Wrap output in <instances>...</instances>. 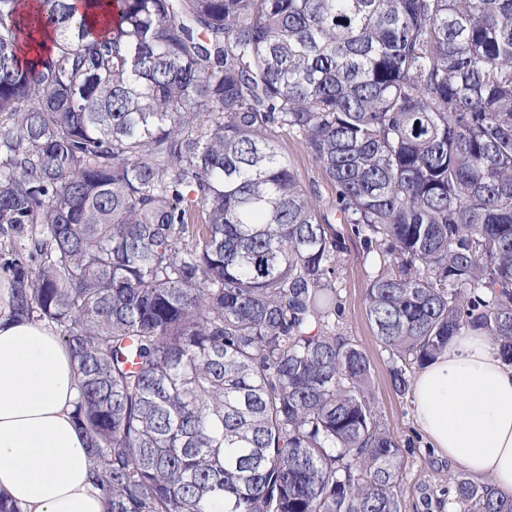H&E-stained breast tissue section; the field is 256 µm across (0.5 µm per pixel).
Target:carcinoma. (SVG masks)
Returning a JSON list of instances; mask_svg holds the SVG:
<instances>
[{"mask_svg":"<svg viewBox=\"0 0 512 512\" xmlns=\"http://www.w3.org/2000/svg\"><path fill=\"white\" fill-rule=\"evenodd\" d=\"M86 9L0 0V234L7 318L76 362L105 512H401L336 225L396 393L465 327L512 364V0ZM448 499L512 512L464 474ZM277 147L302 184L307 188L316 189L321 208L328 206L335 198V188L325 178L321 168L311 158L305 147L285 132L279 134Z\"/></svg>","mask_w":512,"mask_h":512,"instance_id":"cac0c4a2","label":"carcinoma"}]
</instances>
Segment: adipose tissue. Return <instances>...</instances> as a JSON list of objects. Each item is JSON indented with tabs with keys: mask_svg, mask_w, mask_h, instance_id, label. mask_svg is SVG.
Listing matches in <instances>:
<instances>
[{
	"mask_svg": "<svg viewBox=\"0 0 512 512\" xmlns=\"http://www.w3.org/2000/svg\"><path fill=\"white\" fill-rule=\"evenodd\" d=\"M74 359L44 322L0 318V491L23 512H105L72 418ZM416 421L440 455L512 495V366L464 329L413 382Z\"/></svg>",
	"mask_w": 512,
	"mask_h": 512,
	"instance_id": "obj_1",
	"label": "adipose tissue"
}]
</instances>
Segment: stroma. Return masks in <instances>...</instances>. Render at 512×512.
Masks as SVG:
<instances>
[{
  "label": "stroma",
  "mask_w": 512,
  "mask_h": 512,
  "mask_svg": "<svg viewBox=\"0 0 512 512\" xmlns=\"http://www.w3.org/2000/svg\"><path fill=\"white\" fill-rule=\"evenodd\" d=\"M277 147L302 184L316 190L321 206H328L335 197V188L305 147L285 132L279 134ZM338 231L346 247L337 262L336 289L342 315L336 330L367 356L375 410L383 427L396 437L402 448L401 510L451 512L448 486L460 467L431 448L415 420L411 396H400L393 391L388 373L389 354L378 341L367 313L370 264L349 225H339Z\"/></svg>",
  "instance_id": "obj_1"
}]
</instances>
